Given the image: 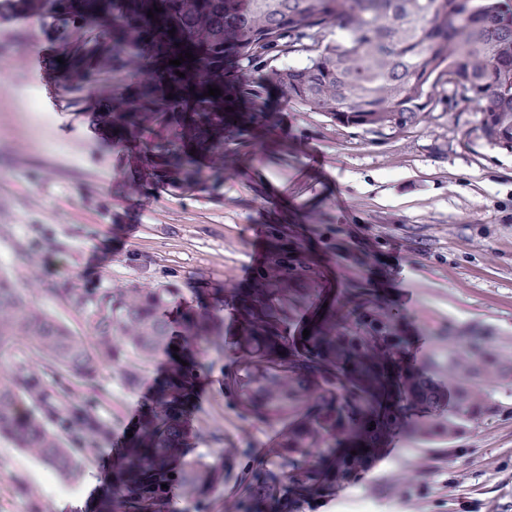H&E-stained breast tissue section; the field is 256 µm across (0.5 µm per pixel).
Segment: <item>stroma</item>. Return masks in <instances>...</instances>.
<instances>
[{
	"label": "stroma",
	"instance_id": "stroma-1",
	"mask_svg": "<svg viewBox=\"0 0 512 512\" xmlns=\"http://www.w3.org/2000/svg\"><path fill=\"white\" fill-rule=\"evenodd\" d=\"M49 23L0 26V71L36 97L20 110L13 92L0 96V272L89 345L81 299L98 289L173 288L178 301L213 306L224 350L203 358L190 455L223 459L211 497L224 512H235L241 455L275 447L288 428L250 416L232 390L244 296L287 305L284 336L305 318L319 333L328 314L357 306L388 314L409 343L374 403L386 424L365 466L294 512H512V151L485 139L478 106L373 130L293 101L246 100L224 128L221 168L206 165L189 188L149 183L143 138L94 135L87 113L52 106L22 64ZM474 336L492 355L477 384L497 408L450 440L415 434L405 382L424 373L451 387L448 358ZM165 364L149 363L134 388L122 366H101L99 414L115 427L77 477L0 437V512L88 505Z\"/></svg>",
	"mask_w": 512,
	"mask_h": 512
}]
</instances>
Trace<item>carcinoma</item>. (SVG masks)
<instances>
[{
	"mask_svg": "<svg viewBox=\"0 0 512 512\" xmlns=\"http://www.w3.org/2000/svg\"><path fill=\"white\" fill-rule=\"evenodd\" d=\"M0 9L9 20L49 14L65 23L57 43L69 102L93 114L99 135L123 139L160 125L145 144L146 175L156 182L175 171L196 180L202 158L223 153L226 106L224 96L206 95L210 86L257 96L271 85L335 121L371 128L473 103L487 140L512 149V0H0ZM187 52L193 58L169 64ZM289 55L302 62L272 65ZM103 71L113 83L99 97L115 100L112 111L83 94ZM175 303L170 288L87 293L92 351L28 309L0 274V349L22 337L41 356L38 367L20 363L0 377V436L63 476L96 460L111 431L95 412L107 396L99 361L129 364L133 387L152 357L168 356L91 512H172L176 485L197 512H215L207 493L224 484V463L187 458V440L201 358L224 351V336L203 306L183 305L170 318ZM285 313L249 305L238 337L241 405L261 421L288 418V433L266 460H241L236 512H280L290 491L309 495L356 476L360 459L345 440L370 428L369 398L384 389L385 369L406 343L383 315L352 309L338 333L290 350L276 329ZM484 359L473 343L449 360L452 393L424 378L411 385L408 406L422 414L414 433L451 440L483 422L493 400L475 383Z\"/></svg>",
	"mask_w": 512,
	"mask_h": 512,
	"instance_id": "carcinoma-1",
	"label": "carcinoma"
}]
</instances>
